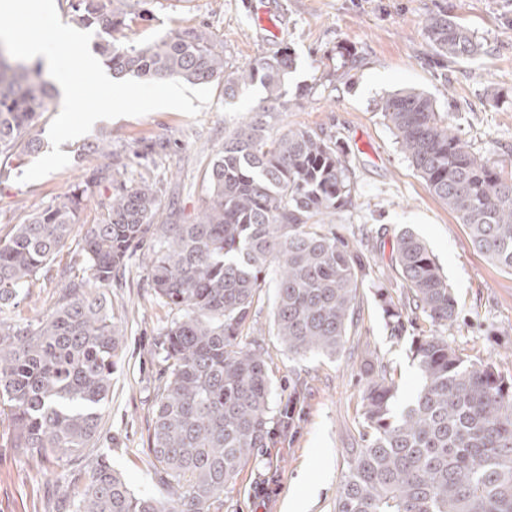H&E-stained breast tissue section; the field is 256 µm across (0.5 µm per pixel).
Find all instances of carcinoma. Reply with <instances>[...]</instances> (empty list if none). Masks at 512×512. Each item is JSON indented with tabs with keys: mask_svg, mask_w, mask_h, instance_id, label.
Listing matches in <instances>:
<instances>
[{
	"mask_svg": "<svg viewBox=\"0 0 512 512\" xmlns=\"http://www.w3.org/2000/svg\"><path fill=\"white\" fill-rule=\"evenodd\" d=\"M75 20L96 30L95 52L118 74L176 78L207 85L224 78V98L260 82L266 104L224 137L207 172L209 205L190 224H157L162 200L146 180L121 184L105 220L84 237L89 279L104 287L137 251L147 249L157 299L178 317L160 329L166 379L155 400L149 451L167 495H138L100 455L71 512H217L258 448L268 447L272 380L265 353L241 341L262 277L274 275L273 328L288 354L334 357L357 315L358 290L369 271L331 216L352 203L346 160L332 137L313 129L269 133L286 108L287 54L234 71L210 35L172 31L149 43L123 42L135 6L114 0H66ZM425 34L441 57L466 59L481 50L468 30L439 13ZM53 86L39 70L0 54V180L10 162L44 147L37 129ZM397 143L429 190L455 213L474 247L512 272V175L480 154L441 119L420 91L381 102ZM77 194L35 210L0 240V305L30 294L38 273L69 239ZM391 261L406 284L397 301L379 293L390 335L407 331L404 311L450 326L458 314L426 243L410 230L391 244ZM123 334L107 299L69 284L58 308L36 324L0 322V424L10 445L43 462H78L96 440ZM421 373L413 400L395 410L398 387L366 369L360 423L363 445L351 464L335 512H512V377L475 362L438 334L412 339Z\"/></svg>",
	"mask_w": 512,
	"mask_h": 512,
	"instance_id": "cac0c4a2",
	"label": "carcinoma"
}]
</instances>
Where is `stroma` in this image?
<instances>
[{"label": "stroma", "mask_w": 512, "mask_h": 512, "mask_svg": "<svg viewBox=\"0 0 512 512\" xmlns=\"http://www.w3.org/2000/svg\"><path fill=\"white\" fill-rule=\"evenodd\" d=\"M142 7L147 15L132 22L127 40L151 42L171 30L200 28L223 50L229 71L288 52V107L272 120V135L324 129L346 156L353 196L352 206L336 215L333 231L354 245L360 226L384 231L383 246L363 250L373 272L359 291L358 319L336 356L288 354L272 324V282L260 289L251 314L248 339L264 349L273 382L274 433L226 491L221 512H287L288 501L297 497L304 499L305 512H334L349 450L360 443L365 367L385 369L398 385L399 405H406L420 385L411 337L439 331L417 314L412 335H390L377 291L389 289L396 298L403 292L391 263L395 234L413 230L447 276L458 302L457 321L444 331L453 346L512 376V273L473 247L465 225L402 153L380 110L390 93L425 92L473 151L512 161V0H144ZM439 12L467 27L481 53L458 61L437 56L423 26ZM211 89L212 100L197 117L155 111L103 120L62 144L67 167L30 183L0 182V240L36 208L83 194L61 254L40 271L25 299L0 307V321L23 326L54 312L65 286L85 275V232L102 222L117 185L143 177L160 181L159 223L194 221L210 200L206 171L216 151L266 96L257 82L232 100L224 96L223 81ZM104 135L112 141L111 158L85 152V145ZM151 140L163 142L164 150L142 155ZM104 294L124 343L93 451L107 455L135 493L159 497L164 488L148 444L162 368L155 342L159 328L178 312L153 297L140 254ZM297 377L307 389L292 409L288 382ZM88 482V467L39 462L9 447L0 433V512H56L71 488Z\"/></svg>", "instance_id": "35a3bbf8"}]
</instances>
